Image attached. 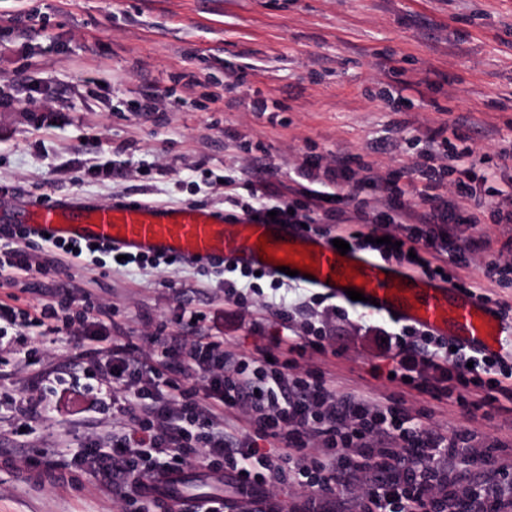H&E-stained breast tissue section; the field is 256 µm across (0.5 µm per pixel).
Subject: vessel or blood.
Segmentation results:
<instances>
[{"instance_id": "obj_1", "label": "vessel or blood", "mask_w": 512, "mask_h": 512, "mask_svg": "<svg viewBox=\"0 0 512 512\" xmlns=\"http://www.w3.org/2000/svg\"><path fill=\"white\" fill-rule=\"evenodd\" d=\"M16 220L32 237L94 241L133 253L165 254L186 260H226L240 266L276 273L275 261L263 259L257 247L267 237L277 258H296V245L311 247L318 265L311 287L340 301L348 296L334 280L342 266L353 267L355 289L364 294V310L398 312L400 321L428 329L468 350L512 355V319H503L476 296L448 282L414 275L376 260L361 250L340 253L327 239L289 224H272L184 204L177 207L146 202L116 201L103 207L72 198L26 203Z\"/></svg>"}]
</instances>
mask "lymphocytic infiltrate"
<instances>
[{
  "mask_svg": "<svg viewBox=\"0 0 512 512\" xmlns=\"http://www.w3.org/2000/svg\"><path fill=\"white\" fill-rule=\"evenodd\" d=\"M418 161L406 187L363 167L350 175L347 159L325 167L303 161L287 195L265 180L229 179L224 202L242 215L277 222L311 224L317 213L332 223L356 224L343 239L365 247L378 238L382 259L412 258L422 273L446 269L449 260L483 249L477 235L487 198L497 214L512 217V190L489 187L487 170L473 162L470 148H457L444 130L417 139ZM444 159V166L433 163ZM464 167L468 184L457 198L440 190L450 166ZM252 199L243 205L239 189ZM471 210L466 221L456 214L460 199ZM391 244H384V237ZM206 317L182 306L177 322L191 332L180 341L156 332L148 350L134 356L112 343V314L82 290L30 311L0 303V335L17 328L43 327L54 335L79 334L93 341L86 377L101 399L129 420L124 431L107 440L85 443L78 464L106 477L109 493L135 494L150 500L156 512H171L168 483L187 469L203 467L217 478L233 480L250 512H283L267 493L269 482H288L323 491L345 485L358 475L390 473L391 478L356 499L354 512H457L471 488L466 461L476 459L463 434L448 435L412 424L397 399L376 401L360 393L332 391L320 373L299 371L307 351L325 352L324 327L308 325L303 336H274L257 352L237 356L224 349L220 336L201 335ZM392 350L394 383L435 399L468 406V393L485 392L486 403L512 415V387L495 377V358L465 348L412 325L376 326ZM242 413L249 437L226 431L225 409ZM271 448H264L266 440Z\"/></svg>",
  "mask_w": 512,
  "mask_h": 512,
  "instance_id": "lymphocytic-infiltrate-1",
  "label": "lymphocytic infiltrate"
}]
</instances>
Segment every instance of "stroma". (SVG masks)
Returning a JSON list of instances; mask_svg holds the SVG:
<instances>
[{
    "label": "stroma",
    "instance_id": "1",
    "mask_svg": "<svg viewBox=\"0 0 512 512\" xmlns=\"http://www.w3.org/2000/svg\"><path fill=\"white\" fill-rule=\"evenodd\" d=\"M0 89L15 98L0 107V246L26 200L220 209L221 178L285 188L309 155L323 166L349 155L395 176L416 161L415 138L438 128L490 157L495 187L512 185V157L500 156L512 150V0H0ZM144 100L150 111H138ZM482 222L488 249L447 270L475 296L512 305V272L484 274L512 232L492 212ZM222 280L189 262L118 268L105 255L14 285L0 274V302L33 309L83 288L111 310L118 342L138 348L160 329L181 335L183 303L207 313L203 334L247 355L264 344L257 325L277 329L270 301L292 306L311 293L272 290L265 277L239 303ZM381 320L330 321L328 353H307L303 367L339 392L398 398L424 424L468 433L512 463V416L377 376L392 364L368 330ZM30 348L28 365L20 354ZM74 353L69 337L38 327L0 338V512H147L139 496L112 499L101 478L69 463L77 444L127 424L96 405Z\"/></svg>",
    "mask_w": 512,
    "mask_h": 512
}]
</instances>
